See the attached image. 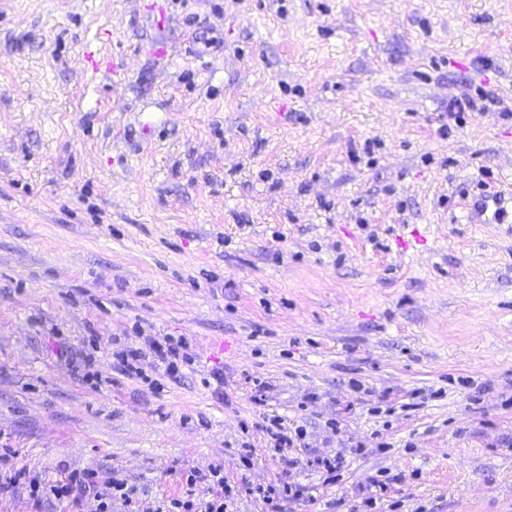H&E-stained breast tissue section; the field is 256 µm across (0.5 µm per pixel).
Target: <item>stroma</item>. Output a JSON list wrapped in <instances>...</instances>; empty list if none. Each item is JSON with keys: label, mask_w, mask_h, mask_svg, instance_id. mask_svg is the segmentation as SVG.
I'll list each match as a JSON object with an SVG mask.
<instances>
[{"label": "stroma", "mask_w": 512, "mask_h": 512, "mask_svg": "<svg viewBox=\"0 0 512 512\" xmlns=\"http://www.w3.org/2000/svg\"><path fill=\"white\" fill-rule=\"evenodd\" d=\"M484 86L512 103V0H0V471L512 512V220L465 208L512 183V116L446 120ZM271 422L269 434L276 450L290 452L292 448L301 447V440L305 437V432L300 426L292 430L290 427H284L279 418H275Z\"/></svg>", "instance_id": "stroma-1"}]
</instances>
